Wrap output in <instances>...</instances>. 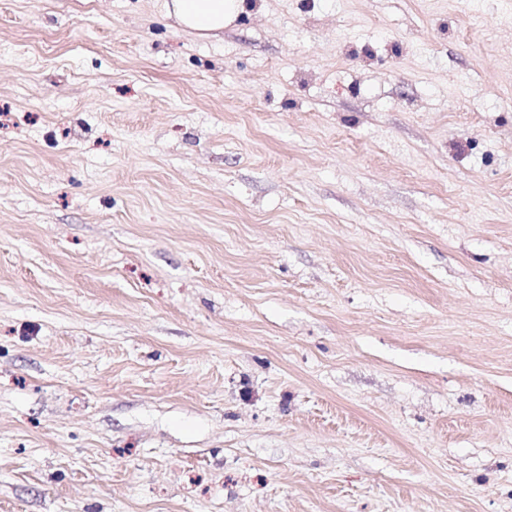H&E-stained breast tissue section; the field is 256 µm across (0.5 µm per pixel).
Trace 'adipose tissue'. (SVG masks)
Masks as SVG:
<instances>
[{
  "label": "adipose tissue",
  "mask_w": 512,
  "mask_h": 512,
  "mask_svg": "<svg viewBox=\"0 0 512 512\" xmlns=\"http://www.w3.org/2000/svg\"><path fill=\"white\" fill-rule=\"evenodd\" d=\"M244 0H166L165 9L189 35L206 39L223 31Z\"/></svg>",
  "instance_id": "obj_1"
}]
</instances>
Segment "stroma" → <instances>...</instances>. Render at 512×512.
Returning <instances> with one entry per match:
<instances>
[{
  "label": "stroma",
  "mask_w": 512,
  "mask_h": 512,
  "mask_svg": "<svg viewBox=\"0 0 512 512\" xmlns=\"http://www.w3.org/2000/svg\"><path fill=\"white\" fill-rule=\"evenodd\" d=\"M0 0V512H512V0ZM244 0H166L165 9L189 35L207 39L243 8Z\"/></svg>",
  "instance_id": "stroma-1"
}]
</instances>
